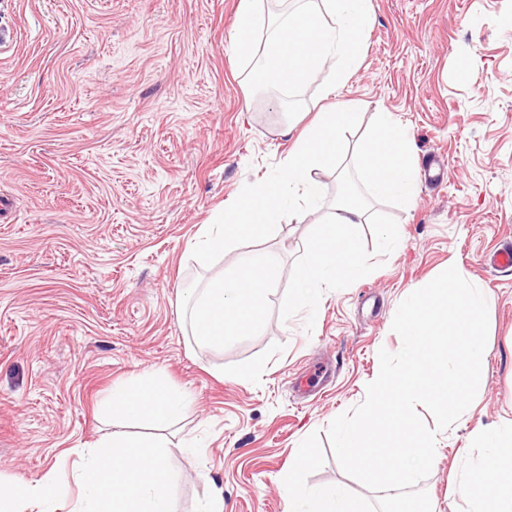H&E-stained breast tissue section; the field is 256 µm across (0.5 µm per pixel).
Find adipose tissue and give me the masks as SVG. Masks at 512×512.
Instances as JSON below:
<instances>
[{
    "label": "adipose tissue",
    "instance_id": "ef3b65f1",
    "mask_svg": "<svg viewBox=\"0 0 512 512\" xmlns=\"http://www.w3.org/2000/svg\"><path fill=\"white\" fill-rule=\"evenodd\" d=\"M358 156L361 177L373 197L415 199L419 169L408 129L393 113H378L372 136ZM368 221L362 200L337 201L326 230L311 239L309 258L295 279L302 304L313 306L322 285L347 287L364 275L359 237ZM279 268L271 254H243L233 260L228 275L211 279L201 291L187 292L182 305L196 344L220 350L227 337L258 328L259 301L277 281ZM470 439L471 448L485 454L455 474L457 494L469 512H512V418L476 425ZM471 448L460 449V457H468ZM63 493V484L52 474L35 482L0 479V512H57Z\"/></svg>",
    "mask_w": 512,
    "mask_h": 512
}]
</instances>
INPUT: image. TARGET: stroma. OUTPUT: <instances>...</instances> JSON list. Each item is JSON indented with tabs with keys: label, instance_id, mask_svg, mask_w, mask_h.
<instances>
[{
	"label": "stroma",
	"instance_id": "obj_1",
	"mask_svg": "<svg viewBox=\"0 0 512 512\" xmlns=\"http://www.w3.org/2000/svg\"><path fill=\"white\" fill-rule=\"evenodd\" d=\"M239 0H0V475L66 476L74 452L118 430L113 384L157 375L191 405L166 438L175 512L214 495L224 512H288L280 480L299 443L365 397L379 350L398 352L405 292L449 266L485 293L489 332L473 410L440 432L420 484L439 512H466L448 474L477 423L512 415V270L486 259L512 243V0H372L356 72L340 100L361 112L325 198L269 238L205 267L191 246L225 198L283 164L282 95L252 93L235 54ZM407 126L442 184L415 201L369 198L353 152L376 112ZM365 197L366 273L322 289L309 320L295 295L309 241L339 188ZM401 229L383 251L384 227ZM268 251L280 278L258 330L196 346L184 289Z\"/></svg>",
	"mask_w": 512,
	"mask_h": 512
}]
</instances>
